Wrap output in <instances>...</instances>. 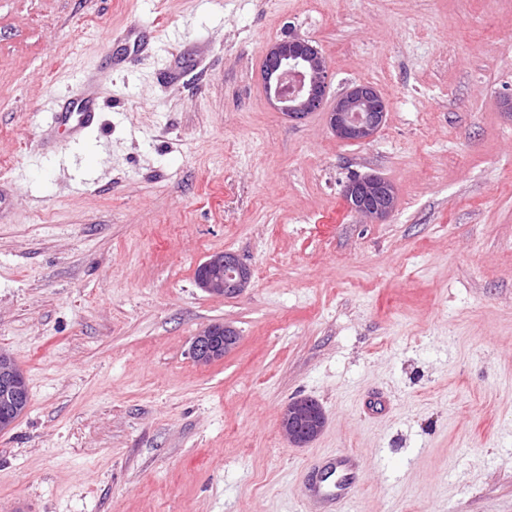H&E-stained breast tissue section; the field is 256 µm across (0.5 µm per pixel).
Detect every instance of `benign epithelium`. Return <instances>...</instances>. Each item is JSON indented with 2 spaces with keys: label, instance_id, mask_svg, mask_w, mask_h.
Listing matches in <instances>:
<instances>
[{
  "label": "benign epithelium",
  "instance_id": "7a95c632",
  "mask_svg": "<svg viewBox=\"0 0 512 512\" xmlns=\"http://www.w3.org/2000/svg\"><path fill=\"white\" fill-rule=\"evenodd\" d=\"M267 94L278 109L296 121L313 112H324L337 139L362 144L371 141L385 124L388 103L376 87L356 83L336 95L326 107L330 86L326 61L308 40L292 36L272 44L265 53L262 68ZM348 207L361 217L378 222L392 214L397 205L396 190L387 179L374 175H354L344 187ZM252 273L239 256L231 251L213 254L199 265L197 285L205 292L222 297H236L250 285ZM239 340L235 328L212 324L196 334L191 342L194 361L206 366L224 358ZM16 366L0 360V401L15 397ZM325 424L320 408L309 399L289 402L280 415V428L294 445L313 441Z\"/></svg>",
  "mask_w": 512,
  "mask_h": 512
}]
</instances>
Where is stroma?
I'll use <instances>...</instances> for the list:
<instances>
[{
    "label": "stroma",
    "instance_id": "stroma-1",
    "mask_svg": "<svg viewBox=\"0 0 512 512\" xmlns=\"http://www.w3.org/2000/svg\"><path fill=\"white\" fill-rule=\"evenodd\" d=\"M158 33L145 54L107 34ZM372 83V141L266 95L268 46ZM121 59L104 72L103 58ZM95 82L99 121L58 100ZM512 0H0V351L26 412L0 432V512H512ZM377 174L398 204L351 212ZM237 253L233 298L198 265ZM240 339L198 366L209 323ZM326 423L296 446L282 408ZM98 108V99L92 93L67 98L58 113V118L68 125L72 135L91 125ZM344 197L351 210L371 222L386 219L397 205L392 183L374 174L350 177L344 187ZM197 285L205 292L222 297H236L250 285L252 273L231 251L213 254L198 267ZM309 399L290 401L280 415V428L288 441L294 445H306L313 441L325 424V416ZM324 466L329 472L338 473V480L333 485L322 482L311 484L306 487L305 496L312 502L342 508L349 499L357 459L353 455L339 456L326 461Z\"/></svg>",
    "mask_w": 512,
    "mask_h": 512
}]
</instances>
